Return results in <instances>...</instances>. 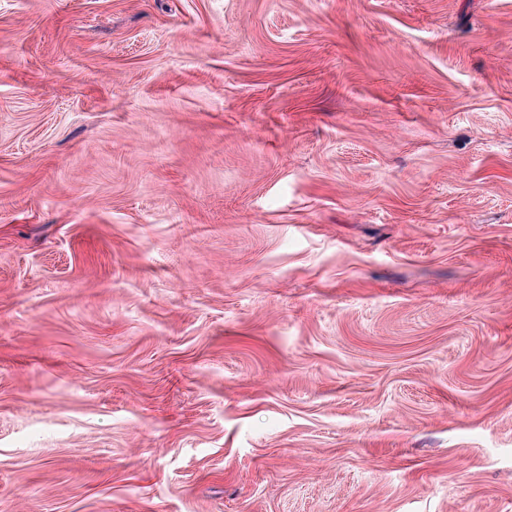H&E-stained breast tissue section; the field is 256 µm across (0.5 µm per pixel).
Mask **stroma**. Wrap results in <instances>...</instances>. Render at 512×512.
<instances>
[{"label":"stroma","instance_id":"35a3bbf8","mask_svg":"<svg viewBox=\"0 0 512 512\" xmlns=\"http://www.w3.org/2000/svg\"><path fill=\"white\" fill-rule=\"evenodd\" d=\"M0 512H512V0H0Z\"/></svg>","mask_w":512,"mask_h":512}]
</instances>
